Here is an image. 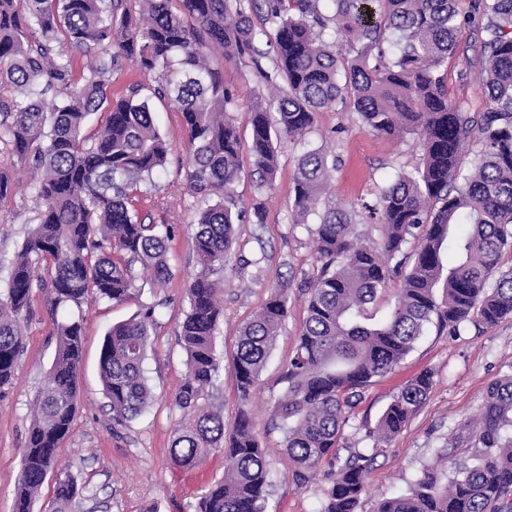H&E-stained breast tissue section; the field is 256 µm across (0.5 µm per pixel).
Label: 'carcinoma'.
Wrapping results in <instances>:
<instances>
[{
	"mask_svg": "<svg viewBox=\"0 0 512 512\" xmlns=\"http://www.w3.org/2000/svg\"><path fill=\"white\" fill-rule=\"evenodd\" d=\"M320 2L138 0L135 11L128 0H0V142L9 146L0 161V198L15 185L10 168L20 164L39 174L36 227L0 293V390L12 383L24 352L34 289H50L55 308L70 311L56 324V353L36 399L14 512H32L49 477L51 512H95L98 488L58 468L78 401L83 306L140 294L137 264L150 272L152 288L172 278L173 226L145 222L138 208L146 196L141 185L164 171L170 147L139 88L108 98L109 75L125 60L156 75L154 94L181 113L186 189L196 199L199 270L186 288L180 342L187 373L174 393L184 418L174 429L169 463L191 470L221 452L227 466L190 512H265L269 460L248 400L288 312V285L279 284L241 325L233 358L241 408L226 427L214 405L224 288L213 275L224 271L234 225L242 222L234 196L241 137L227 115L236 93L205 51L250 62L275 89L248 110L261 191L272 190L277 178L274 141L304 138L315 114L337 110L345 93L368 131L388 139L418 136L420 164L376 193L375 244L360 240L353 212L323 197L336 169L325 150L304 152L295 168L298 223L321 210L313 231L320 268L308 281L306 317L278 415L287 424L283 451L298 483H309L325 464L334 469L324 512H357L377 450L405 428L433 387L429 371L407 380L369 431L371 453L338 465L344 426L373 379L399 365L430 326L454 336L512 315V271L499 268L512 246V0H475L484 19L479 80L492 102L477 119L448 100L439 75L455 50L456 0H330V16ZM331 30L345 36L346 51L328 39ZM64 43L93 55L80 80L60 50ZM268 56L273 67L265 71L261 60ZM101 109L104 124L94 136L83 135L87 117ZM473 139L480 148L463 177L459 155ZM396 276L392 310L368 323L369 306ZM155 325V307L145 306L105 336L100 377L118 426L152 401L144 362ZM436 459L407 492L381 499L376 512H512V375L488 386L471 442L454 437Z\"/></svg>",
	"mask_w": 512,
	"mask_h": 512,
	"instance_id": "obj_1",
	"label": "carcinoma"
}]
</instances>
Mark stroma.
<instances>
[{"mask_svg": "<svg viewBox=\"0 0 512 512\" xmlns=\"http://www.w3.org/2000/svg\"><path fill=\"white\" fill-rule=\"evenodd\" d=\"M456 8L462 24L456 49L441 67L440 76L449 100L476 116L491 107L479 81L484 65L481 21L474 0H457ZM208 60L222 71L225 86L236 91L237 100L229 112L240 127L242 140H249L246 107L256 98L268 97L269 87L250 63H227L215 52L209 53ZM135 83L141 84L155 126L172 147L169 162L141 203L140 212L155 223L174 226L167 253L173 276L164 287L143 289L138 298L127 302L94 301L85 307L83 354L77 375L79 402L71 430L61 443V462L78 482L99 488L101 499L108 503L104 512H141L148 504L156 505L158 512H188L204 488L224 475V458L219 454L192 470H176L168 461L172 433L182 417L172 395L186 372V355L179 339L180 324L189 309L185 288L188 278L199 269L192 245L196 209L186 191L181 115L166 99L154 96V76L141 72L134 62H124L110 75L107 92L118 98ZM320 147L338 159L329 194L337 204L358 214V232L373 239L378 231L367 207L375 202L376 185L400 170L417 166L421 155L417 136L395 140L376 136L359 123L351 104L344 103L338 111L317 113L304 140L278 141L280 168L273 190L259 192L251 163L243 165L235 185L238 206L248 215L254 207H263L266 217L261 224L249 219L237 224V242L224 266V321L217 333L223 370L214 396L225 424H232L240 404L233 366L238 328L262 305L269 289L287 284L288 316L283 332L250 402L254 431L269 453L271 485L266 512H322L323 491L329 484L322 471L306 485L294 481L282 452L283 423L276 414L287 391L285 373L306 315L305 283L319 268L308 231L318 218L312 215L306 224L295 223L292 177L300 155ZM15 173V193L0 201V289L35 215L29 170L20 165ZM258 258L263 264L257 269L253 262ZM144 304L156 307L154 341L144 363L155 399L145 416L116 430L99 376L100 349L112 325L129 319ZM65 316L64 310L54 309L49 291L35 293L25 328L26 350L11 385L0 391V512L13 510L33 400L55 356L54 324ZM425 370L433 374L430 394L407 426L376 455L359 512H374L379 499L404 492L424 466L434 463L437 448L445 446L449 437L476 428L488 385L512 374V317L480 333L468 327L460 335L448 336L429 329L399 367L375 378L366 389L344 428L340 458L371 448L367 429L374 427L397 389Z\"/></svg>", "mask_w": 512, "mask_h": 512, "instance_id": "stroma-1", "label": "stroma"}]
</instances>
